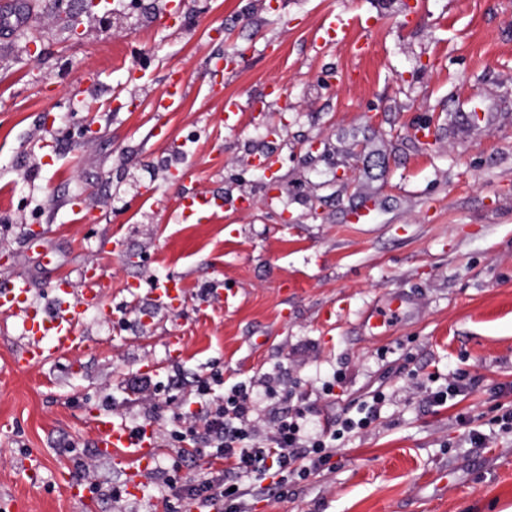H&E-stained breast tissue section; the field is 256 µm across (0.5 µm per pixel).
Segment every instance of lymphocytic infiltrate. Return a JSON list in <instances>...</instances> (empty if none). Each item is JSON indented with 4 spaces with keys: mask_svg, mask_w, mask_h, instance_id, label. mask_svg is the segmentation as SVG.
<instances>
[{
    "mask_svg": "<svg viewBox=\"0 0 512 512\" xmlns=\"http://www.w3.org/2000/svg\"><path fill=\"white\" fill-rule=\"evenodd\" d=\"M385 399L383 392H374L353 409L326 420L313 435L307 431L304 412L297 408L274 421L269 435L261 440L246 387L236 385L216 396L210 380H201L193 392L195 408L182 413V423L172 438L182 459L192 456L194 446L204 445L209 472L201 480L169 475L158 498L161 512H182L189 502L198 512H214L218 504L234 501L236 495L224 481L228 472L258 482L273 466L301 478L308 476L329 459V450L337 441L367 431Z\"/></svg>",
    "mask_w": 512,
    "mask_h": 512,
    "instance_id": "lymphocytic-infiltrate-1",
    "label": "lymphocytic infiltrate"
}]
</instances>
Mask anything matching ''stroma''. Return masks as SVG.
I'll return each instance as SVG.
<instances>
[{
	"instance_id": "1",
	"label": "stroma",
	"mask_w": 512,
	"mask_h": 512,
	"mask_svg": "<svg viewBox=\"0 0 512 512\" xmlns=\"http://www.w3.org/2000/svg\"><path fill=\"white\" fill-rule=\"evenodd\" d=\"M16 2L0 8V289L24 275L48 309L57 282L97 275L110 316L85 312L73 350L31 368L14 367L26 340L0 316V507L154 512L155 498L106 496L126 471L96 456L95 419L154 428L145 484L159 486L183 401L212 374L214 394L247 386L265 425L298 405L315 431L387 396L308 480L274 468L240 481L238 512L512 507V433L492 422L512 404V0H174L162 22L165 0H105L78 35L55 0ZM331 13L364 25L317 44ZM232 50L222 88L245 114L229 128L211 73ZM176 72L180 107L153 111ZM271 85L281 101L263 99ZM183 165L197 181L170 180ZM196 188L223 210L178 222ZM171 275L184 301L156 305L148 284ZM454 373L465 387L451 406L423 401ZM150 382L174 400L148 413L137 396ZM461 413L480 418L483 445ZM81 452L104 492L79 505L65 485Z\"/></svg>"
}]
</instances>
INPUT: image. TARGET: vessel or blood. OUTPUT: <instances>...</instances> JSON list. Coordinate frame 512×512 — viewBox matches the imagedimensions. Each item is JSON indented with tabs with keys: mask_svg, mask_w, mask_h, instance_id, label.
<instances>
[{
	"mask_svg": "<svg viewBox=\"0 0 512 512\" xmlns=\"http://www.w3.org/2000/svg\"><path fill=\"white\" fill-rule=\"evenodd\" d=\"M349 27L348 20L334 15L325 19L317 33L318 40L332 43L344 39ZM219 206L217 198L197 190L186 194L179 206L178 216L182 221H204L209 213ZM101 281H90L81 293H74L69 284L55 287L52 309H45L32 300L28 280L14 276L11 288L0 291V314L16 318L22 325V333L28 345L22 357L24 367L42 364L47 353L64 355L71 351L80 312L101 306ZM182 290L175 279L155 280L151 288L152 299L160 304L177 301ZM98 437L95 446L100 455L125 460L134 459L138 464L128 481L132 494H139L141 477L157 456L158 450L150 428L134 431L124 423L100 415L96 418Z\"/></svg>",
	"mask_w": 512,
	"mask_h": 512,
	"instance_id": "vessel-or-blood-1",
	"label": "vessel or blood"
}]
</instances>
